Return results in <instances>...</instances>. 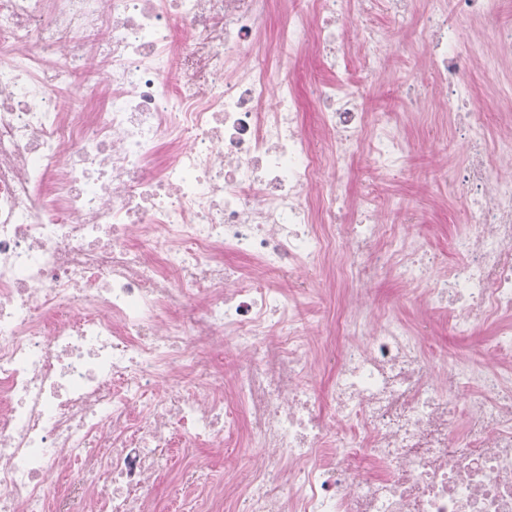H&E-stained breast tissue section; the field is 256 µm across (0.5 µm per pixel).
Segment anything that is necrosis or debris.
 Listing matches in <instances>:
<instances>
[{"label":"necrosis or debris","mask_w":512,"mask_h":512,"mask_svg":"<svg viewBox=\"0 0 512 512\" xmlns=\"http://www.w3.org/2000/svg\"><path fill=\"white\" fill-rule=\"evenodd\" d=\"M274 2L0 0V512H71L78 495L156 512L170 454L204 445L255 455L198 512H512V139L490 166L471 58L423 11L436 103L468 145L436 171L471 212L440 274L417 214L390 226L376 197L344 194L360 148L374 171L408 164L363 85L400 51L411 0H300L269 47ZM454 3L492 33L489 65L512 57L497 0ZM307 46L330 75L320 154L287 79ZM84 74L92 92L65 104ZM310 264L351 292L330 337L303 315ZM389 271L456 334L494 323L482 353L449 358L371 309Z\"/></svg>","instance_id":"4bbe7bcc"}]
</instances>
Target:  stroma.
I'll list each match as a JSON object with an SVG mask.
<instances>
[{"label":"stroma","mask_w":512,"mask_h":512,"mask_svg":"<svg viewBox=\"0 0 512 512\" xmlns=\"http://www.w3.org/2000/svg\"><path fill=\"white\" fill-rule=\"evenodd\" d=\"M452 21L460 33V48L471 56L469 82L474 92L482 97L487 106L486 122L492 139H501L512 131V104L500 97L501 83L512 80V62L504 61L498 73L485 67V56L491 49L490 41L471 45L469 36L474 29L472 20L456 13ZM396 40L404 42L406 51L396 58L385 77L366 82L364 93L374 111L389 112L397 132L411 145V163L407 172L376 174L370 168L366 154H357L351 162V174L346 192L351 201H358L365 193L378 195L388 205L416 212L421 220L419 237L440 258H447L453 235L462 227L465 219V201L452 193L447 183L434 179L432 171L436 165L447 164L449 169H458L465 151L455 137V119L443 114L435 106L425 111L409 114L400 111L402 95L413 79L434 84L435 75L428 67L425 54L412 34L411 28L396 33ZM327 75L317 56L303 52L299 62L288 72V81L300 95L305 111L304 134L312 144H319L323 131L315 108L314 86L326 80ZM319 286L309 299L306 313L320 324L328 326L347 300L343 289L332 287L326 273H318ZM372 298L379 308L399 307L408 321L426 318L427 332L432 343L449 353H475L482 348L492 327L477 325L465 336L455 334L448 319L441 311L428 307L421 298H404L399 279L391 273L383 274L372 286ZM237 453L222 448H202L193 462L171 456L170 469L157 489L161 508L165 512H179L190 507L181 482L183 473L198 471L218 480L235 473Z\"/></svg>","instance_id":"obj_1"}]
</instances>
